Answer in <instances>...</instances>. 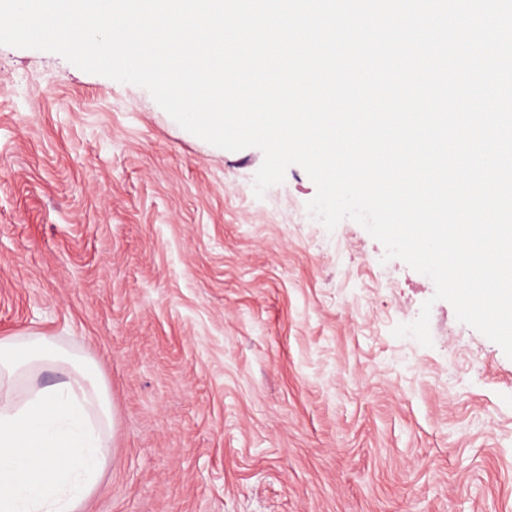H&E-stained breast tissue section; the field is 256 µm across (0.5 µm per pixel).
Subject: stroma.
I'll return each instance as SVG.
<instances>
[{
	"instance_id": "35a3bbf8",
	"label": "stroma",
	"mask_w": 512,
	"mask_h": 512,
	"mask_svg": "<svg viewBox=\"0 0 512 512\" xmlns=\"http://www.w3.org/2000/svg\"><path fill=\"white\" fill-rule=\"evenodd\" d=\"M143 87L0 45V338L110 392L85 512H512V359L290 167ZM432 301L425 347L393 328Z\"/></svg>"
}]
</instances>
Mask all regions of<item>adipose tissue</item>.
I'll return each mask as SVG.
<instances>
[{"mask_svg":"<svg viewBox=\"0 0 512 512\" xmlns=\"http://www.w3.org/2000/svg\"><path fill=\"white\" fill-rule=\"evenodd\" d=\"M57 373L44 385V372ZM112 405L91 359L39 333L0 338V512H81L110 460Z\"/></svg>","mask_w":512,"mask_h":512,"instance_id":"ef3b65f1","label":"adipose tissue"}]
</instances>
